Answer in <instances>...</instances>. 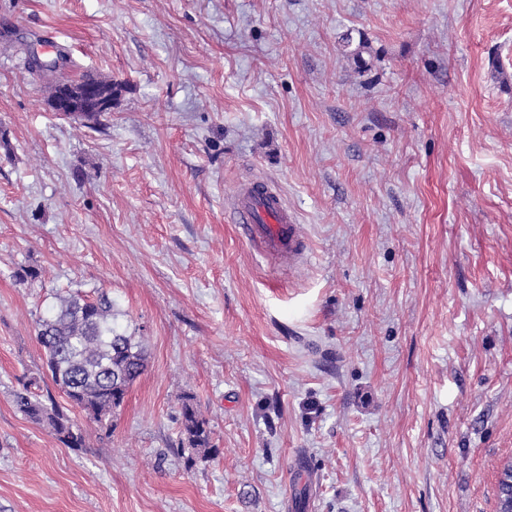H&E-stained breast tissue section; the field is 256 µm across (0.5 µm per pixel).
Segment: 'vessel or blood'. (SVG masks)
<instances>
[{"instance_id": "obj_1", "label": "vessel or blood", "mask_w": 512, "mask_h": 512, "mask_svg": "<svg viewBox=\"0 0 512 512\" xmlns=\"http://www.w3.org/2000/svg\"><path fill=\"white\" fill-rule=\"evenodd\" d=\"M231 206L242 236L259 255L291 260L305 251L296 217L280 192L250 184L236 193Z\"/></svg>"}]
</instances>
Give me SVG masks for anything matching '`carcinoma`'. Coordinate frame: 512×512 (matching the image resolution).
<instances>
[{
	"instance_id": "cac0c4a2",
	"label": "carcinoma",
	"mask_w": 512,
	"mask_h": 512,
	"mask_svg": "<svg viewBox=\"0 0 512 512\" xmlns=\"http://www.w3.org/2000/svg\"><path fill=\"white\" fill-rule=\"evenodd\" d=\"M112 298L105 291L93 298L76 294L59 300L37 321L36 338L45 348L51 378L66 399L95 421V410L121 406L130 386L143 373L146 352L112 317ZM31 379L14 393V405L25 416L47 424L58 439L73 448L83 437L73 433L70 419L56 403H43ZM183 441L210 457L208 421L188 402L182 407Z\"/></svg>"
}]
</instances>
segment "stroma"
<instances>
[{"label":"stroma","instance_id":"1","mask_svg":"<svg viewBox=\"0 0 512 512\" xmlns=\"http://www.w3.org/2000/svg\"><path fill=\"white\" fill-rule=\"evenodd\" d=\"M255 182L304 256L240 238ZM97 290L147 366L70 448L13 394ZM509 459L512 0H0V512H495ZM87 80L91 79L63 85L55 97L49 101V108L66 118L78 112H95L99 115L111 112L117 93L112 95L109 87L95 90L81 83ZM182 443L186 442L188 447L200 453L202 459L210 457V428L208 421L197 411L194 406L188 402L183 403L182 407Z\"/></svg>","mask_w":512,"mask_h":512}]
</instances>
